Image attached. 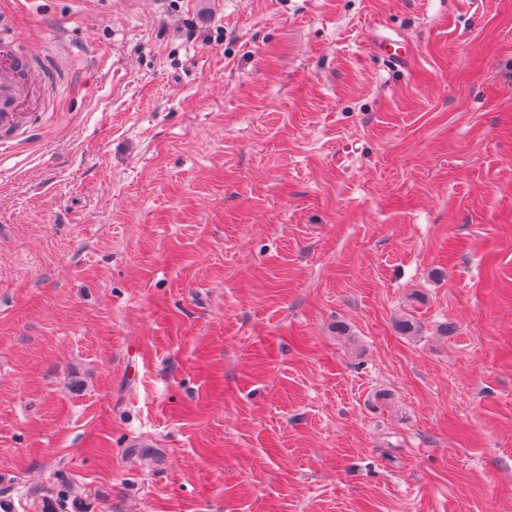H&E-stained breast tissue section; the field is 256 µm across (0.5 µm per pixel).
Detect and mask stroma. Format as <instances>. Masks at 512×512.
Wrapping results in <instances>:
<instances>
[{
  "instance_id": "obj_1",
  "label": "stroma",
  "mask_w": 512,
  "mask_h": 512,
  "mask_svg": "<svg viewBox=\"0 0 512 512\" xmlns=\"http://www.w3.org/2000/svg\"><path fill=\"white\" fill-rule=\"evenodd\" d=\"M0 20L14 512H512V0ZM11 40V33H0V125L15 121V111L22 106L19 77L30 69L28 59L16 53ZM377 51L388 59L403 61L409 56V47L399 39L382 37L376 44Z\"/></svg>"
}]
</instances>
